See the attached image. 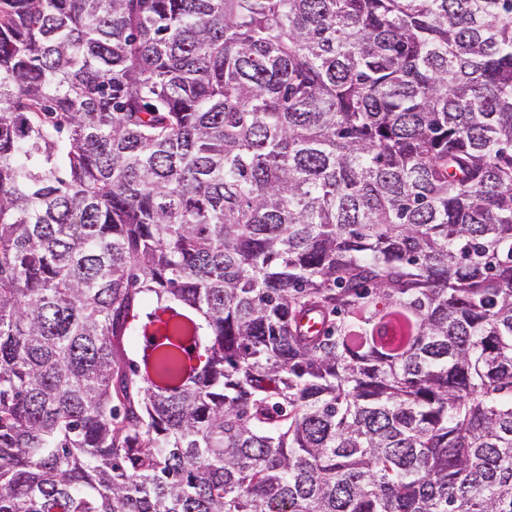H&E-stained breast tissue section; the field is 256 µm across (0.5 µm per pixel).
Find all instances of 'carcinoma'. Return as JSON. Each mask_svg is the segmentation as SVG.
<instances>
[{
    "label": "carcinoma",
    "instance_id": "carcinoma-1",
    "mask_svg": "<svg viewBox=\"0 0 512 512\" xmlns=\"http://www.w3.org/2000/svg\"><path fill=\"white\" fill-rule=\"evenodd\" d=\"M0 512H512V0H0Z\"/></svg>",
    "mask_w": 512,
    "mask_h": 512
}]
</instances>
